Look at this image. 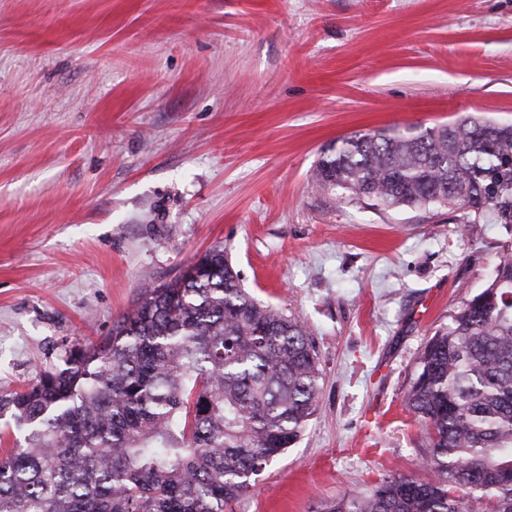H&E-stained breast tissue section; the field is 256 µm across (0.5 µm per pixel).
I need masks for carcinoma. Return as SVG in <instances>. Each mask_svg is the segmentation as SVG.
I'll return each mask as SVG.
<instances>
[{
  "label": "carcinoma",
  "instance_id": "obj_1",
  "mask_svg": "<svg viewBox=\"0 0 512 512\" xmlns=\"http://www.w3.org/2000/svg\"><path fill=\"white\" fill-rule=\"evenodd\" d=\"M312 180L512 233V124L355 133L323 152ZM448 318L406 395L434 478L388 476L322 512H512L511 250ZM65 354L67 368L0 396L20 443L0 458V512H224L296 444L320 391L304 324L254 299L217 247L110 336Z\"/></svg>",
  "mask_w": 512,
  "mask_h": 512
}]
</instances>
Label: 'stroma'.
Returning <instances> with one entry per match:
<instances>
[{
    "label": "stroma",
    "instance_id": "1",
    "mask_svg": "<svg viewBox=\"0 0 512 512\" xmlns=\"http://www.w3.org/2000/svg\"><path fill=\"white\" fill-rule=\"evenodd\" d=\"M464 118L512 122V0H0V392L219 246L321 371L299 442L224 512L429 479L417 358L508 236L311 176L346 135Z\"/></svg>",
    "mask_w": 512,
    "mask_h": 512
}]
</instances>
